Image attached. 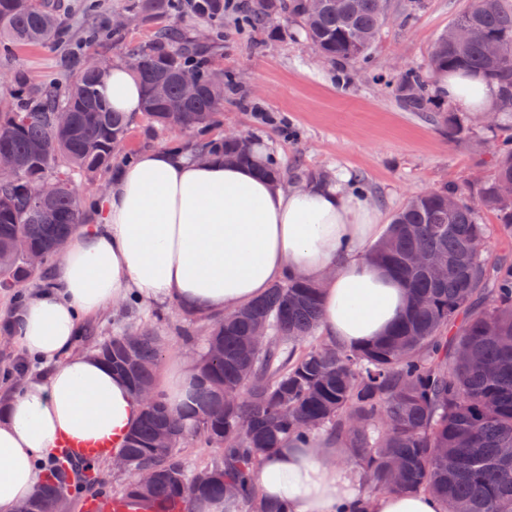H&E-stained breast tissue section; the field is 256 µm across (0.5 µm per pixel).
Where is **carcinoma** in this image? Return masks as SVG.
Listing matches in <instances>:
<instances>
[{"mask_svg":"<svg viewBox=\"0 0 512 512\" xmlns=\"http://www.w3.org/2000/svg\"><path fill=\"white\" fill-rule=\"evenodd\" d=\"M240 14L241 24L264 29L275 19L302 22L307 39L332 63L355 64L369 56L386 20V0H324L311 17L306 0H129L127 13L154 29L142 44L127 42V30L91 28L68 50L77 73L66 86L35 88L23 72L14 75L12 106L0 112V152L18 158L22 171L0 179V289L22 303L23 288L44 283L47 266L30 269L11 251L15 239L30 249L56 254L53 242L72 234L85 209L101 195L80 197L78 176L90 179L115 163L133 160L128 149L131 122L112 110L99 87L109 71L86 67L101 37L111 41L123 64L140 83L145 131H190L187 146L208 159L248 164L247 138L226 139L219 132L227 90L235 80L215 70L224 48V15ZM457 21L473 36L457 43L443 35L435 44L433 72L465 69L484 74L503 88L501 111L512 112V4L509 0H471ZM210 38L195 39L196 28ZM504 43V55L491 57L486 42ZM54 6L45 0H0V43L5 46L68 44ZM195 73L200 93L183 96L178 75ZM404 112H432L448 137L462 128L441 113L421 71H406L394 85ZM67 110L72 126L61 129L55 114ZM499 141L494 176L473 186H447L413 197L395 214L369 259L408 288V310L372 343L349 348L317 341L322 318L321 289L288 277L262 298L222 318L210 319L197 387L180 414L161 395L142 410L136 428L119 448L129 470L160 473L140 491L129 483L117 496L153 512L181 501L193 512L199 500L222 497L246 512H284L263 499L253 475L262 461L290 435H327L355 466L361 491L352 512H372V499L385 492H423L441 512H512V263L475 252L488 227L478 222L472 200L490 208L504 232L512 234V198L498 193L512 181V125L491 128ZM45 180L59 184L43 214L34 190ZM458 203L448 209V197ZM421 252L448 259V274L435 279L410 262ZM182 341L195 342L194 325L204 317L185 312ZM268 329L265 342L246 346L255 324ZM98 358L123 374L133 393L156 389L162 357L160 342L139 330H121L97 345ZM241 396L224 400L220 388ZM160 428L173 436L172 447H154ZM219 450L210 464L191 473L180 457L187 438ZM73 465L62 458L46 469L35 495L19 510L54 512L59 491L71 485Z\"/></svg>","mask_w":512,"mask_h":512,"instance_id":"cac0c4a2","label":"carcinoma"}]
</instances>
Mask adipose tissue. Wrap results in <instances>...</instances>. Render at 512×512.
<instances>
[{"label": "adipose tissue", "instance_id": "obj_1", "mask_svg": "<svg viewBox=\"0 0 512 512\" xmlns=\"http://www.w3.org/2000/svg\"><path fill=\"white\" fill-rule=\"evenodd\" d=\"M437 90L460 112H495L497 83L471 73L439 76ZM113 109L138 117L140 87L122 65L101 88ZM378 211L327 182L288 188L249 165L196 162L159 148L115 174L97 222L81 226L48 287L1 316L22 357L44 365L0 415V512L34 495L46 459L65 439L122 443L142 404L124 376L93 353L75 352L79 317L135 294L208 316L233 312L297 276L321 285L329 341L357 347L383 336L406 311L408 293L368 258ZM337 451L319 437L284 439L255 475L260 494L288 512H343L358 497Z\"/></svg>", "mask_w": 512, "mask_h": 512}]
</instances>
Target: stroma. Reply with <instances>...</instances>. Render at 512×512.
Listing matches in <instances>:
<instances>
[{
    "mask_svg": "<svg viewBox=\"0 0 512 512\" xmlns=\"http://www.w3.org/2000/svg\"><path fill=\"white\" fill-rule=\"evenodd\" d=\"M60 18L73 36L122 10L123 0H60ZM470 0H387V22L368 64L347 67L326 61L305 37L299 21H273L272 31L242 32L234 13L224 19V48L215 64L235 76L238 92L224 103V126L241 130L280 163L288 184L307 173L343 178L363 201L380 209L384 222L424 191L490 178L495 143L483 114L455 113L464 126L448 139L424 115L397 107L393 82L405 70L428 72L436 40ZM62 47H16L0 52V111L13 96L11 76L24 71L37 86L62 84ZM164 314L158 326L163 359L156 373L164 381L185 349L178 335L184 317L173 303L141 301L109 306L81 316L78 344L87 350L122 328H134Z\"/></svg>",
    "mask_w": 512,
    "mask_h": 512,
    "instance_id": "1",
    "label": "stroma"
}]
</instances>
